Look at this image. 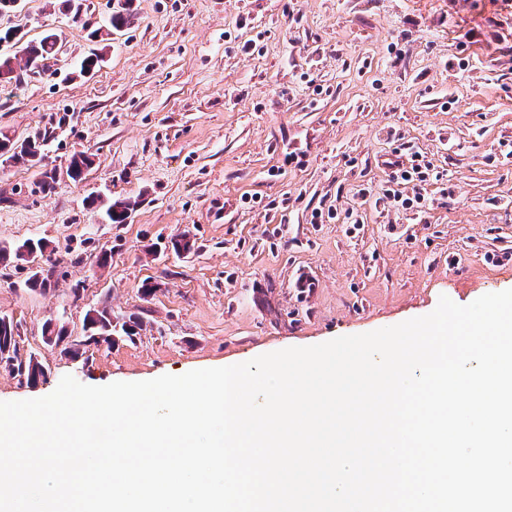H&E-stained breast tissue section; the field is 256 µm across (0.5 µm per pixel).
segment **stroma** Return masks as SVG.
I'll return each mask as SVG.
<instances>
[{
    "label": "stroma",
    "instance_id": "1",
    "mask_svg": "<svg viewBox=\"0 0 512 512\" xmlns=\"http://www.w3.org/2000/svg\"><path fill=\"white\" fill-rule=\"evenodd\" d=\"M20 0L0 30H45L43 75L0 88V130L44 136L53 190L0 167V245L42 239L53 275L27 288L0 263L30 385L0 368V401L243 363L371 332L512 289V0ZM104 49L100 67L82 60ZM440 171L426 204L386 197L391 161ZM91 157L80 182L64 171ZM128 198L111 224L90 197ZM189 236L194 251L176 254ZM110 253L98 267L101 253ZM155 283L143 295V281ZM133 325L89 341L88 310ZM81 341L45 343L47 320Z\"/></svg>",
    "mask_w": 512,
    "mask_h": 512
}]
</instances>
